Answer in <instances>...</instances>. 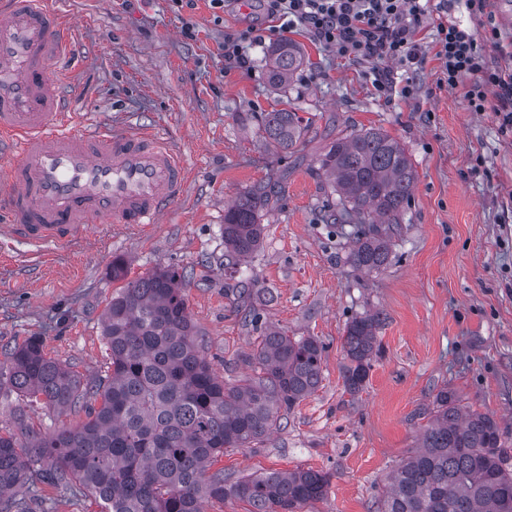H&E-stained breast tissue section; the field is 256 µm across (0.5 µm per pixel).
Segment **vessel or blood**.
<instances>
[{"mask_svg":"<svg viewBox=\"0 0 512 512\" xmlns=\"http://www.w3.org/2000/svg\"><path fill=\"white\" fill-rule=\"evenodd\" d=\"M74 28L60 0H0V233L44 248L107 220L157 223L188 170L146 128L112 129L73 111L62 83Z\"/></svg>","mask_w":512,"mask_h":512,"instance_id":"b4317fda","label":"vessel or blood"}]
</instances>
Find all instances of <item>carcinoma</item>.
Instances as JSON below:
<instances>
[{
  "label": "carcinoma",
  "mask_w": 512,
  "mask_h": 512,
  "mask_svg": "<svg viewBox=\"0 0 512 512\" xmlns=\"http://www.w3.org/2000/svg\"><path fill=\"white\" fill-rule=\"evenodd\" d=\"M267 60L279 88L304 64L288 41L272 47ZM306 131L296 112H269L264 119L267 142L285 152ZM313 173L337 195L324 206L322 221L353 225L347 261L367 274L382 270L416 179L406 149L381 128L361 129L333 141ZM274 193V184H258L224 209L227 266L259 249L260 212ZM255 286L243 283L237 294V311L251 324L257 322ZM185 288V275L173 269L127 282L103 318L108 374L85 386L47 356L37 337L10 351L0 366V389L53 409L92 399L100 406L81 426L45 435L13 414L15 429L0 433V512H27L25 498L11 493L37 483L75 486L100 512H204L205 501L226 498L249 502L253 512H301L325 497L329 475L319 471L249 474L230 484L224 471L209 472L224 449L264 441L318 389L323 345L267 327L251 357L253 375L229 385L200 354ZM383 321L374 312L346 326L344 385L351 394L368 380ZM378 512H512V456L498 423L462 407L448 386L440 388L419 445L388 477Z\"/></svg>",
  "instance_id": "1"
}]
</instances>
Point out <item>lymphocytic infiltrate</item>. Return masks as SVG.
<instances>
[{
	"instance_id": "obj_1",
	"label": "lymphocytic infiltrate",
	"mask_w": 512,
	"mask_h": 512,
	"mask_svg": "<svg viewBox=\"0 0 512 512\" xmlns=\"http://www.w3.org/2000/svg\"><path fill=\"white\" fill-rule=\"evenodd\" d=\"M281 31L303 27L316 41L341 56L379 62L373 86L387 96L392 67L415 71L425 57L416 35L428 15H436L435 57L439 85L455 87L466 76L475 81L465 97L471 111L493 109L501 133L512 132V69L489 64L474 34L449 20L450 0H262Z\"/></svg>"
}]
</instances>
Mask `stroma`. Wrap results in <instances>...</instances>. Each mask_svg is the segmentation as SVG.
Returning <instances> with one entry per match:
<instances>
[{"instance_id": "1", "label": "stroma", "mask_w": 512, "mask_h": 512, "mask_svg": "<svg viewBox=\"0 0 512 512\" xmlns=\"http://www.w3.org/2000/svg\"><path fill=\"white\" fill-rule=\"evenodd\" d=\"M511 0H490L488 15L457 0L451 17L469 28L495 64L512 54ZM76 26L74 71L65 93L105 127L156 131L189 170L182 196L159 223L127 229L103 222L46 255L0 236V362L28 337L81 383L105 376L102 317L128 279L172 268L186 276L188 308L202 353L226 383L252 374L259 333L246 325L232 288L257 281L260 323L324 346L322 380L262 443L225 450L216 463L228 481L298 468L328 473L324 500L302 512H376L390 471L418 444L423 415L440 387L465 407L492 416L512 449V139L493 111L474 112L465 93L437 84L427 56L415 94L379 98L372 66L340 57L303 29L270 30L259 0H232L215 16L208 0H62ZM499 43L487 40L490 26ZM263 28L245 69L226 70L224 36ZM298 43L306 63L290 85H269L268 45ZM288 109L311 127L293 152L264 138L266 113ZM379 127L411 156L413 194L389 265L370 275L346 262L348 240L323 224L329 191L311 168L336 138ZM280 191L262 211L260 249L235 272L224 269V210L262 181ZM382 312L379 353L358 393L346 391L341 350L347 323ZM23 411L49 432L88 418L0 391V428ZM31 512H99L90 498L45 485L25 491Z\"/></svg>"}]
</instances>
